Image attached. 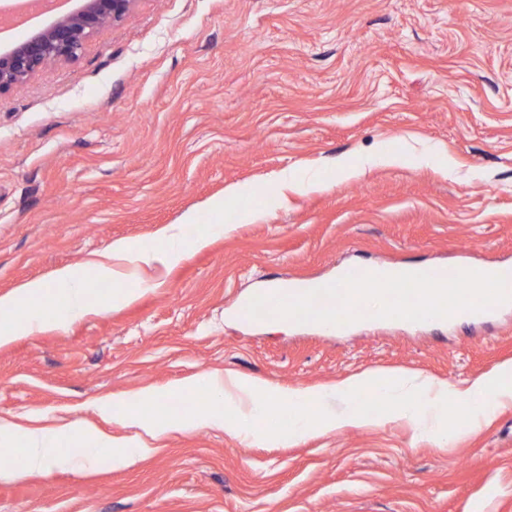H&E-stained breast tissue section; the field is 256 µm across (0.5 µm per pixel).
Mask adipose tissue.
<instances>
[{
    "label": "adipose tissue",
    "instance_id": "obj_1",
    "mask_svg": "<svg viewBox=\"0 0 512 512\" xmlns=\"http://www.w3.org/2000/svg\"><path fill=\"white\" fill-rule=\"evenodd\" d=\"M230 228L224 224L211 225L207 235L189 240L183 234L180 225L167 226L161 233L163 242L161 249L132 250L122 242L113 243L104 253L88 260L90 272L103 279H122L126 286L113 297L114 302L128 303L135 300L146 289L156 287V280L144 277L143 272L159 266H170L184 260L190 253L209 246L213 238L229 233ZM61 303L54 318L63 322L83 314L88 309L86 301V279L84 275L71 268H63L56 272L54 278ZM45 286L40 282H30L19 288L13 296L0 297V312L9 313L24 309V316L0 328V344L13 341L17 336L40 328L44 316L36 309H25L24 304L30 299L43 294Z\"/></svg>",
    "mask_w": 512,
    "mask_h": 512
}]
</instances>
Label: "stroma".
Segmentation results:
<instances>
[{
	"instance_id": "obj_1",
	"label": "stroma",
	"mask_w": 512,
	"mask_h": 512,
	"mask_svg": "<svg viewBox=\"0 0 512 512\" xmlns=\"http://www.w3.org/2000/svg\"><path fill=\"white\" fill-rule=\"evenodd\" d=\"M378 153L396 164L366 166ZM189 211L231 235L132 302L105 280L84 315L0 345V421L126 441L98 402L208 371L466 386L512 361V308L333 333L237 313L346 265H512V0H138L78 58L0 93V296L116 240L161 247ZM0 512H512V404L449 440L381 415L299 441L171 431L126 465L12 471Z\"/></svg>"
}]
</instances>
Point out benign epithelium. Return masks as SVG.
<instances>
[{
    "label": "benign epithelium",
    "instance_id": "7a95c632",
    "mask_svg": "<svg viewBox=\"0 0 512 512\" xmlns=\"http://www.w3.org/2000/svg\"><path fill=\"white\" fill-rule=\"evenodd\" d=\"M138 0H84L72 11L59 13L47 27L0 52V93L18 86L41 68L78 56L98 30L123 22Z\"/></svg>",
    "mask_w": 512,
    "mask_h": 512
}]
</instances>
